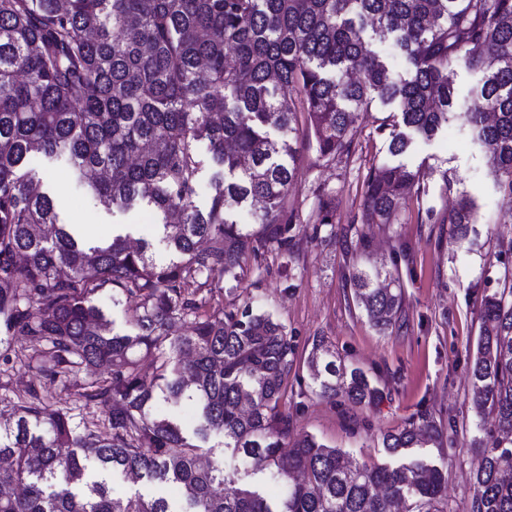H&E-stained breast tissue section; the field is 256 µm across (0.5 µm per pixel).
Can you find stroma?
Wrapping results in <instances>:
<instances>
[{
	"instance_id": "obj_1",
	"label": "stroma",
	"mask_w": 512,
	"mask_h": 512,
	"mask_svg": "<svg viewBox=\"0 0 512 512\" xmlns=\"http://www.w3.org/2000/svg\"><path fill=\"white\" fill-rule=\"evenodd\" d=\"M389 107L373 102L356 124L359 149L350 158L305 167L288 195L304 218L293 241V254L274 249L248 258L236 290L218 298L225 305L250 304L284 324L293 338L295 362L288 381L285 407L297 431L342 449L358 463L387 462L381 439L427 410L445 428L443 448L434 460L448 470L450 512H469V487L480 459L471 441L477 436L467 356L480 334L484 294L503 286L512 255L499 256L500 244L512 240V201L500 192L483 150L473 144L468 126L450 120L437 137L418 142L404 163L426 164L435 173L424 196H409L391 224H366L368 252L349 251L341 243L314 235L309 221L317 190L336 201V225L358 222L364 180L369 168L388 157L387 139L380 132ZM65 223L75 224L91 239L110 238L127 227L134 237L156 239L158 230L142 204L111 210L94 201L70 180L64 164L38 168ZM450 188H443V181ZM475 205L478 220L467 239L459 240L448 225L428 221L427 211L443 215L460 196ZM397 264L404 296L402 327L380 332L369 325L345 286L351 266L365 268ZM325 338L347 363L361 368L384 395L374 407L330 401L312 392L306 358L316 338ZM211 436L213 458L236 471L242 485L280 497L278 485L255 472L249 460L233 455Z\"/></svg>"
}]
</instances>
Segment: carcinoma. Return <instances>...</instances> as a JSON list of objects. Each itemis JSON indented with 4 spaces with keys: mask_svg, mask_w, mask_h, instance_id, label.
Masks as SVG:
<instances>
[{
    "mask_svg": "<svg viewBox=\"0 0 512 512\" xmlns=\"http://www.w3.org/2000/svg\"><path fill=\"white\" fill-rule=\"evenodd\" d=\"M368 24L394 42L405 71L364 39ZM460 61L483 74L462 116L512 200V0H0V372L18 363L74 395L51 404L30 383L0 398V512H392L397 501L448 512V471L422 452L445 437L431 413L383 435L391 463H352L294 429L286 327L214 297L221 282H241L248 255L292 254L293 182L306 162L352 155L356 119L374 101L400 114L379 125L393 157L447 125ZM203 140L220 172L201 208ZM49 161L107 209L145 202L169 260L156 261L144 239L130 246L128 233L90 244L60 222L52 197L33 188ZM433 173L372 165L361 223H394ZM476 220L462 197L440 223L464 240ZM313 230L336 238L323 192ZM346 283L373 328L396 326L394 271L354 267ZM107 286L134 302L135 335L114 331L99 306ZM480 319L467 373L476 429L491 411L495 439L473 440L482 455L471 512H512V279L484 295ZM176 322L190 332L172 335ZM17 337L31 353L14 349ZM141 355L155 365L150 381ZM308 364L322 398H382L322 339ZM159 392L194 403L201 422L189 429L155 409ZM212 433L282 485L279 501L237 485L222 462L200 465L196 440ZM115 473L173 482L189 508L115 497Z\"/></svg>",
    "mask_w": 512,
    "mask_h": 512,
    "instance_id": "cac0c4a2",
    "label": "carcinoma"
}]
</instances>
